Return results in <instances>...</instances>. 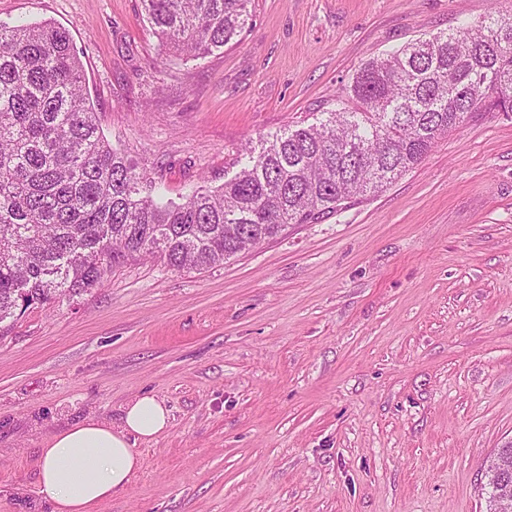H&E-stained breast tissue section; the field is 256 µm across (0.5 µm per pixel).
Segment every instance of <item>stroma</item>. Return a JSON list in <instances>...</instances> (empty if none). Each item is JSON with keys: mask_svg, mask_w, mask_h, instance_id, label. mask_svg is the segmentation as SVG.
<instances>
[{"mask_svg": "<svg viewBox=\"0 0 512 512\" xmlns=\"http://www.w3.org/2000/svg\"><path fill=\"white\" fill-rule=\"evenodd\" d=\"M509 6L254 0L239 43L188 60L139 0H0V23L66 28L107 140L180 202L321 120L369 58ZM143 394L170 425L97 512H486L512 445V114L223 265L129 258L0 323V512H51L44 440Z\"/></svg>", "mask_w": 512, "mask_h": 512, "instance_id": "obj_1", "label": "stroma"}]
</instances>
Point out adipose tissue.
Wrapping results in <instances>:
<instances>
[{
    "instance_id": "obj_1",
    "label": "adipose tissue",
    "mask_w": 512,
    "mask_h": 512,
    "mask_svg": "<svg viewBox=\"0 0 512 512\" xmlns=\"http://www.w3.org/2000/svg\"><path fill=\"white\" fill-rule=\"evenodd\" d=\"M169 422L163 402L145 394L125 406L119 425L90 416L55 432L40 450V495L52 512H96L100 502L127 488L140 467L131 438H156Z\"/></svg>"
}]
</instances>
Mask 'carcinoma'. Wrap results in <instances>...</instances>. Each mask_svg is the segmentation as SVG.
Listing matches in <instances>:
<instances>
[{"instance_id":"cac0c4a2","label":"carcinoma","mask_w":512,"mask_h":512,"mask_svg":"<svg viewBox=\"0 0 512 512\" xmlns=\"http://www.w3.org/2000/svg\"><path fill=\"white\" fill-rule=\"evenodd\" d=\"M168 54L199 58L250 27L251 0H140ZM512 103V9L366 61L327 119L273 137L217 190L154 195L100 130L68 30L0 24V323L152 256L205 270L314 224L418 166L448 130Z\"/></svg>"}]
</instances>
